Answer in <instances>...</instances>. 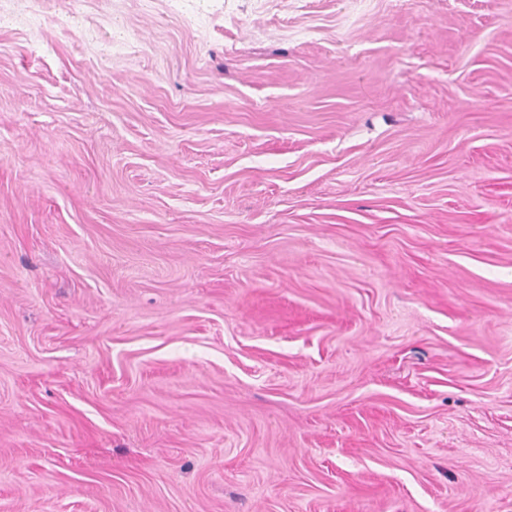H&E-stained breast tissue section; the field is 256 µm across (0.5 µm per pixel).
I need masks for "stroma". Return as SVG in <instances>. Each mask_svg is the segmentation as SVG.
Listing matches in <instances>:
<instances>
[{
    "label": "stroma",
    "mask_w": 512,
    "mask_h": 512,
    "mask_svg": "<svg viewBox=\"0 0 512 512\" xmlns=\"http://www.w3.org/2000/svg\"><path fill=\"white\" fill-rule=\"evenodd\" d=\"M0 512H512V0L0 26Z\"/></svg>",
    "instance_id": "1"
}]
</instances>
